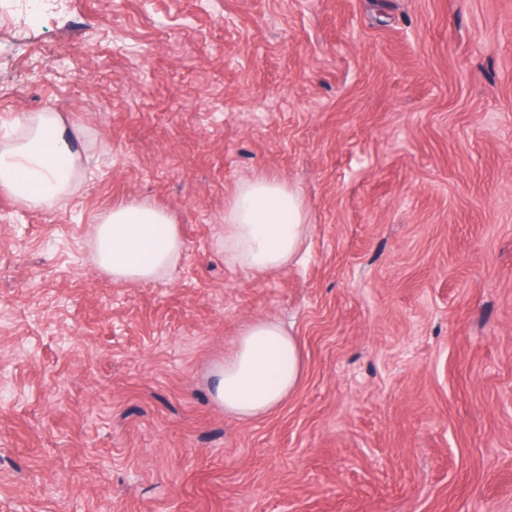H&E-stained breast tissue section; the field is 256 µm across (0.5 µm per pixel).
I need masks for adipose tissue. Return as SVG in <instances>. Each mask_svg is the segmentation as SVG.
I'll use <instances>...</instances> for the list:
<instances>
[{
  "instance_id": "adipose-tissue-1",
  "label": "adipose tissue",
  "mask_w": 512,
  "mask_h": 512,
  "mask_svg": "<svg viewBox=\"0 0 512 512\" xmlns=\"http://www.w3.org/2000/svg\"><path fill=\"white\" fill-rule=\"evenodd\" d=\"M15 135L0 140V193L31 209L71 196L83 155L60 113L24 114ZM308 229L301 192L274 176L238 184L224 211V250L243 270L286 269L300 257ZM98 265L114 280L146 282L172 270L184 243L171 214L144 199L113 204L93 230ZM299 344L271 319L246 323L213 374L214 398L225 412L252 420L278 407L299 385Z\"/></svg>"
}]
</instances>
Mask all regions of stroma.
<instances>
[{
  "label": "stroma",
  "mask_w": 512,
  "mask_h": 512,
  "mask_svg": "<svg viewBox=\"0 0 512 512\" xmlns=\"http://www.w3.org/2000/svg\"><path fill=\"white\" fill-rule=\"evenodd\" d=\"M53 108L77 191L0 194V512H512V0H0V139ZM285 179L289 268L224 255L239 182ZM150 200L142 283L92 230ZM303 377L213 397L247 321ZM98 265L113 280L146 282L172 270L184 243L171 214L145 199L112 204L94 226ZM302 372L295 336L278 321L251 320L213 371L214 399L225 412L249 421L278 407L297 388Z\"/></svg>",
  "instance_id": "stroma-1"
}]
</instances>
